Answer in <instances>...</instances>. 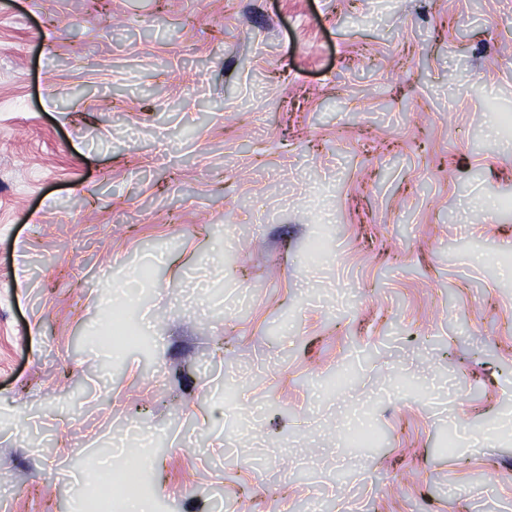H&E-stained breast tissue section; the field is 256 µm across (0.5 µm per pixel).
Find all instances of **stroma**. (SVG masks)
<instances>
[{
    "instance_id": "stroma-1",
    "label": "stroma",
    "mask_w": 512,
    "mask_h": 512,
    "mask_svg": "<svg viewBox=\"0 0 512 512\" xmlns=\"http://www.w3.org/2000/svg\"><path fill=\"white\" fill-rule=\"evenodd\" d=\"M116 460L512 512V0H0V512Z\"/></svg>"
}]
</instances>
